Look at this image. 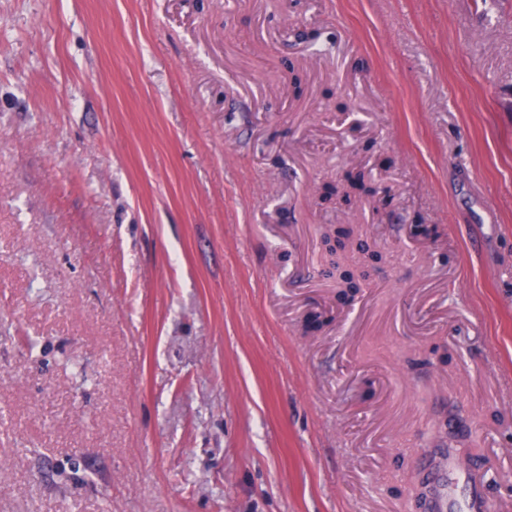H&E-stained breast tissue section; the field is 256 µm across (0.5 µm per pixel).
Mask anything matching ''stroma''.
Returning a JSON list of instances; mask_svg holds the SVG:
<instances>
[{
    "instance_id": "1",
    "label": "stroma",
    "mask_w": 512,
    "mask_h": 512,
    "mask_svg": "<svg viewBox=\"0 0 512 512\" xmlns=\"http://www.w3.org/2000/svg\"><path fill=\"white\" fill-rule=\"evenodd\" d=\"M447 446L512 512V0H0V512H418Z\"/></svg>"
}]
</instances>
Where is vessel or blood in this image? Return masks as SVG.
I'll return each mask as SVG.
<instances>
[{"label": "vessel or blood", "mask_w": 512, "mask_h": 512, "mask_svg": "<svg viewBox=\"0 0 512 512\" xmlns=\"http://www.w3.org/2000/svg\"><path fill=\"white\" fill-rule=\"evenodd\" d=\"M433 466L436 476L430 489V512H491L483 495L481 470L464 466L452 454L437 456Z\"/></svg>", "instance_id": "1"}]
</instances>
